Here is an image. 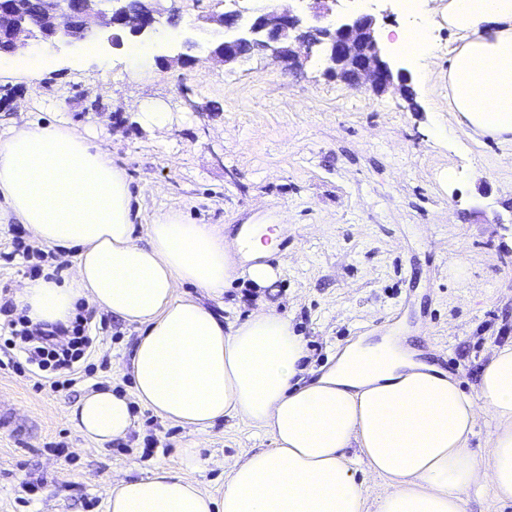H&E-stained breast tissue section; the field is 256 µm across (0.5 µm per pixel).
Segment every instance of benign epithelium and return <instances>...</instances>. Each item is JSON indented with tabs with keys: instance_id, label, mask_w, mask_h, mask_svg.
I'll return each instance as SVG.
<instances>
[{
	"instance_id": "7a95c632",
	"label": "benign epithelium",
	"mask_w": 512,
	"mask_h": 512,
	"mask_svg": "<svg viewBox=\"0 0 512 512\" xmlns=\"http://www.w3.org/2000/svg\"><path fill=\"white\" fill-rule=\"evenodd\" d=\"M155 0L146 11H134L122 0H38V22L28 13L26 0L0 3V40L12 46L36 38L56 43L63 29L80 40L99 26L109 31L107 42L116 45L125 37H138L158 30L162 19L174 23L177 8ZM339 0H281L243 15L228 12L209 17L235 35L224 39L216 54L226 64L252 52V42L261 41L266 55L288 70L298 69L314 57L324 61V74L347 85L367 83L383 92L399 82L407 92L410 72L389 54L377 36V16L372 13H336Z\"/></svg>"
}]
</instances>
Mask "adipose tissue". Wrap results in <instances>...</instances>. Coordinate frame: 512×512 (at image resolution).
I'll return each instance as SVG.
<instances>
[{
  "label": "adipose tissue",
  "mask_w": 512,
  "mask_h": 512,
  "mask_svg": "<svg viewBox=\"0 0 512 512\" xmlns=\"http://www.w3.org/2000/svg\"><path fill=\"white\" fill-rule=\"evenodd\" d=\"M439 19L458 37L450 107L473 131L512 136V0H448ZM439 19L398 30L397 52L428 59L423 32ZM0 198L38 242L77 252L70 279L42 275L14 292L32 323H69L84 301L141 330L129 364L133 397L100 389L69 407L83 436L106 449L134 428L139 404L193 432L239 417L272 439L228 464L222 497L159 465L114 479L106 512H465L486 489L512 501V341L495 346L472 394L392 336L358 338L311 378L287 318L261 308L227 325L203 303L222 297L240 253L255 285L276 280L266 258L283 225L255 224L228 242L169 213L141 245L129 179L110 153L76 128L35 120L0 138ZM183 285L200 298L178 296ZM487 416L491 449L480 454L468 441ZM356 460L386 481L375 500L352 471Z\"/></svg>",
  "instance_id": "1"
}]
</instances>
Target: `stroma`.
<instances>
[{
    "mask_svg": "<svg viewBox=\"0 0 512 512\" xmlns=\"http://www.w3.org/2000/svg\"><path fill=\"white\" fill-rule=\"evenodd\" d=\"M228 9L183 0L179 25L147 39L145 77L95 35L51 46L40 79L0 75V132L24 118L89 131L130 180L140 238L172 211L230 239L247 224H287L268 258L276 281L238 276L207 305L228 323L261 306L287 317L307 368L325 371L353 339L395 331L474 392L492 349L512 341V141L473 135L450 109L447 25L429 34L438 53L407 61L403 96L329 80L316 60L298 72L257 54L223 64L213 51L224 30L202 18ZM148 112L167 113V125ZM437 121L454 136L436 138ZM87 314L100 343L72 388L39 391L0 368V409L20 425L0 429V512H105L113 475L181 469L179 451L193 445L206 465L183 475L218 497L225 462L271 447L240 418L191 433L139 407L126 439L95 450L67 409L102 387L132 395L140 331Z\"/></svg>",
    "mask_w": 512,
    "mask_h": 512,
    "instance_id": "obj_1",
    "label": "stroma"
}]
</instances>
